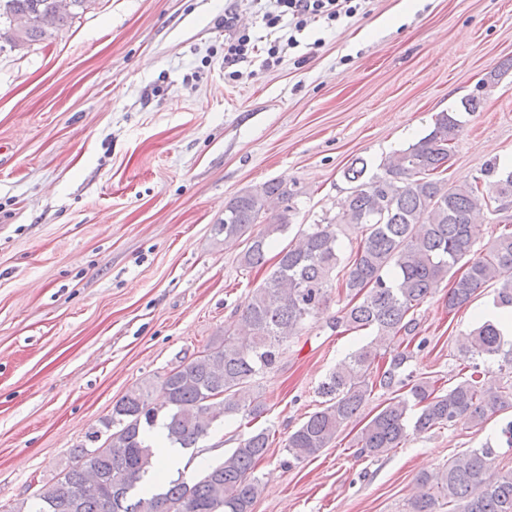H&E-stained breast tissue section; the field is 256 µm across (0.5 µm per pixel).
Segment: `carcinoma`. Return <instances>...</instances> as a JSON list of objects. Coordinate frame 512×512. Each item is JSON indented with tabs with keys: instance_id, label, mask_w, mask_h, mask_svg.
Segmentation results:
<instances>
[{
	"instance_id": "obj_1",
	"label": "carcinoma",
	"mask_w": 512,
	"mask_h": 512,
	"mask_svg": "<svg viewBox=\"0 0 512 512\" xmlns=\"http://www.w3.org/2000/svg\"><path fill=\"white\" fill-rule=\"evenodd\" d=\"M58 2L0 0V20H26L21 29L0 27V49L5 43L20 48L45 40L96 4L67 0L69 7L60 8ZM465 125L461 113L440 112L427 135L384 158L382 173L367 178V164L350 166L344 176L356 186L340 211L300 231L297 242L278 253L272 272L236 309L247 336L237 339L226 328L198 355L183 358L164 375L163 397L157 402L147 389L126 392L101 420L102 428L89 436L101 445L78 449L75 462L44 487L35 504L24 500L8 512H253L262 485L257 466L270 450L268 430L240 439L200 477L190 482L179 477L153 493L142 484L155 467L146 428L160 420L171 444L193 448L226 418H257L264 408L254 391L255 378L275 367L282 347L331 301L336 281L348 302L329 328L370 329L374 338L336 365L319 388L323 408L288 435V464L298 465L327 447L376 390L406 386L409 352L388 357L380 349L417 337L418 324L410 313L445 280H451L450 313L489 286L497 306L512 308V230L504 225L478 252L480 228L472 222L481 210L498 215L512 208V169L490 162L470 181L451 183L443 177ZM298 195L297 189L270 180L224 203V220L216 230L226 241L245 238L241 267L265 264L277 236L292 224ZM348 228L360 241L345 262L340 235ZM457 346L472 363L469 378L441 395L435 382L419 378L407 393L388 399L360 428L358 456L380 457L405 443L411 431L449 427L463 418L481 428L512 405V343L498 325L477 324L458 336ZM489 360L497 362V382L481 379V365ZM492 462L487 442L421 474L417 485L423 491L411 499L410 512H438L442 499L448 512H512V469L487 484L482 474Z\"/></svg>"
}]
</instances>
